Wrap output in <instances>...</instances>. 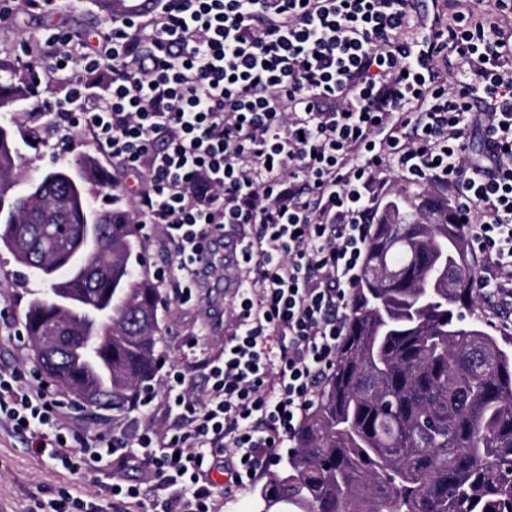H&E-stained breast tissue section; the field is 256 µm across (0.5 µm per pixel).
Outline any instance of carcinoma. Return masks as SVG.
<instances>
[{
  "mask_svg": "<svg viewBox=\"0 0 512 512\" xmlns=\"http://www.w3.org/2000/svg\"><path fill=\"white\" fill-rule=\"evenodd\" d=\"M31 96L29 79L0 75V99ZM13 128L0 124V202L28 200L20 224H0V250L51 293L25 312L30 346L67 321L95 331L88 349L34 352L48 378L96 408L124 410L158 367L162 295L140 264L138 225L112 202L94 207L68 186L99 170L75 158L18 174ZM95 209L99 238L85 244L94 275L76 270L77 229ZM388 202L373 225L336 365L293 441L286 469L259 491L266 507L299 512H512V349L480 320L481 304L460 225L447 203L426 198L415 214ZM448 266L436 280L433 267Z\"/></svg>",
  "mask_w": 512,
  "mask_h": 512,
  "instance_id": "carcinoma-1",
  "label": "carcinoma"
}]
</instances>
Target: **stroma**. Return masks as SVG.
<instances>
[{"instance_id": "obj_1", "label": "stroma", "mask_w": 512, "mask_h": 512, "mask_svg": "<svg viewBox=\"0 0 512 512\" xmlns=\"http://www.w3.org/2000/svg\"><path fill=\"white\" fill-rule=\"evenodd\" d=\"M99 11V0H60L50 14L19 8L9 16L0 15V68L33 75L39 61L29 56L27 49L41 40L46 28L64 27L78 43L93 36ZM14 130L16 137L26 141L22 148L24 172L50 170L56 153L68 158L93 157L108 175L115 170L111 158L87 132L76 128L51 132L47 119L30 107L17 112ZM247 232L244 226L214 231L212 246L217 259L203 275L198 301L182 305L174 300L172 286L161 289L164 304L159 309L157 349L165 356L167 366L186 368L193 375V394L198 398L205 388L198 362L222 352L224 336L232 322L231 300L238 273L224 261L226 245ZM45 289L44 283L23 278L13 257L0 252V368L17 366L38 372L29 344L23 339L24 314L33 294ZM196 336L201 337L202 343L192 354L187 343ZM151 386L155 398L150 405L122 412L79 407L71 396L57 390L52 396L61 404L65 421L72 429L108 441L139 427L160 429L168 423L164 372H156ZM113 476L108 458L88 464L81 474L70 475L55 461L35 456L25 439L0 426V512H39L37 501L48 500L62 489L78 495L86 512H113L112 501L104 491Z\"/></svg>"}]
</instances>
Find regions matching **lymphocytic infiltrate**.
<instances>
[{
    "mask_svg": "<svg viewBox=\"0 0 512 512\" xmlns=\"http://www.w3.org/2000/svg\"><path fill=\"white\" fill-rule=\"evenodd\" d=\"M481 2L427 17L413 0H162L137 20L101 14V41L76 56L49 34L43 75L80 72L32 109L145 174L133 218L172 245L155 278L178 303L212 264V229L251 231L207 394L171 371L165 429L71 448L57 400L18 369H0V424L75 474L139 458L181 512H216L212 471L251 484L334 367L376 202L396 181L448 192L480 295L512 306V0Z\"/></svg>",
    "mask_w": 512,
    "mask_h": 512,
    "instance_id": "lymphocytic-infiltrate-1",
    "label": "lymphocytic infiltrate"
}]
</instances>
